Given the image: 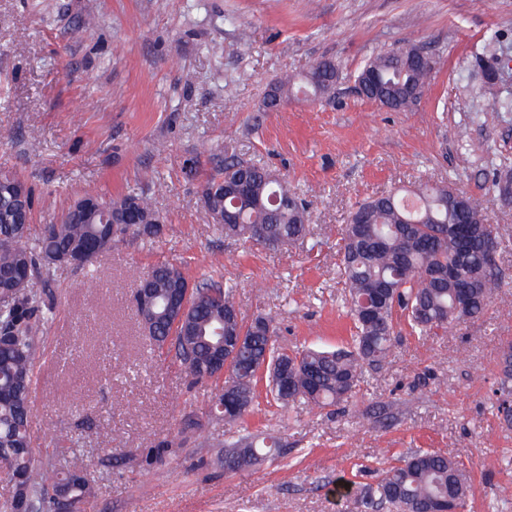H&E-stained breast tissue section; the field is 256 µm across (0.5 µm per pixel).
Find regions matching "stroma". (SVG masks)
Masks as SVG:
<instances>
[{
  "mask_svg": "<svg viewBox=\"0 0 512 512\" xmlns=\"http://www.w3.org/2000/svg\"><path fill=\"white\" fill-rule=\"evenodd\" d=\"M407 45L434 62L419 100L394 111L361 97L367 60ZM322 58L342 73L329 96L264 111L272 80ZM511 93L512 0H0V172L36 190L31 237L87 191L142 194L163 219L161 233L36 280L53 306L35 362L37 451L56 461L73 445L94 481L90 512H349L339 480L416 449L463 464L465 512H512V429L492 408L512 344V203L493 186L512 170V111L483 117L490 95ZM230 156L288 179L309 207L304 244L256 249L211 223L202 189ZM427 177L478 199L499 232L488 313L403 334L336 413L258 397L246 426L288 454L225 469L239 431L209 414L216 383L189 384L142 331L139 280L169 262L193 284L237 282L241 312L271 321L278 345L335 347L352 333L339 229L358 201ZM163 438L170 453L142 465Z\"/></svg>",
  "mask_w": 512,
  "mask_h": 512,
  "instance_id": "obj_1",
  "label": "stroma"
}]
</instances>
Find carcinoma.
Listing matches in <instances>:
<instances>
[{
    "label": "carcinoma",
    "mask_w": 512,
    "mask_h": 512,
    "mask_svg": "<svg viewBox=\"0 0 512 512\" xmlns=\"http://www.w3.org/2000/svg\"><path fill=\"white\" fill-rule=\"evenodd\" d=\"M433 65L421 60V48L409 46L371 57L356 75L361 95L386 108L400 110L421 96ZM340 80L339 68L330 60L317 61L298 78L285 74L270 84L264 106L277 111L291 97L302 93L317 99ZM242 160L224 161L223 175L208 184L213 206L224 205L228 224L224 237L254 247L280 250L303 243L310 234L302 199L287 180L274 178L266 167L247 168L250 198L239 204L223 199L220 183L236 181ZM446 183H423L410 194L388 191L356 204L350 223L340 232L338 274L345 286L344 304L353 321L347 345L335 350L304 348L279 350L268 341L273 326L265 318L246 321L235 300L237 285L219 287L208 282L195 285L184 321L176 324L162 307L152 324L150 338L166 347L184 368L189 381L214 380L208 367L223 351L216 331L224 335L244 333L251 343L231 364L233 401L239 412L224 415V398L216 393L210 413L229 425L243 426L255 397L260 372L267 371L275 404L288 408L306 403L318 408L335 407L350 398L367 368L381 366L392 351L398 319L411 333L430 336L485 316L501 288L497 258L484 248L486 216L482 204L467 197L466 208H448ZM133 201L140 211L154 212L149 201L128 193L109 202V215L121 214ZM260 225L263 239L252 234ZM99 240L114 244L112 225L94 224L83 207H69L57 224H48L34 241L27 224L0 223V464L10 471L12 490L0 503V512H54L65 501L83 512L92 497V484L77 465L58 468L44 461L32 446L29 430L32 414L34 364L39 332L52 307L44 294L25 289L34 276L50 273L66 256L86 243ZM154 288L166 299L184 285L182 270L169 263L153 267ZM495 409L512 427V359L502 367L496 389ZM171 440L148 449L146 465L163 458ZM276 436L241 435L224 442V466L245 470L274 455H287ZM474 489L460 463L439 451L418 450L401 464L382 471L375 482L358 489L347 486L344 497L379 512H420L449 497L463 505Z\"/></svg>",
    "instance_id": "1"
}]
</instances>
